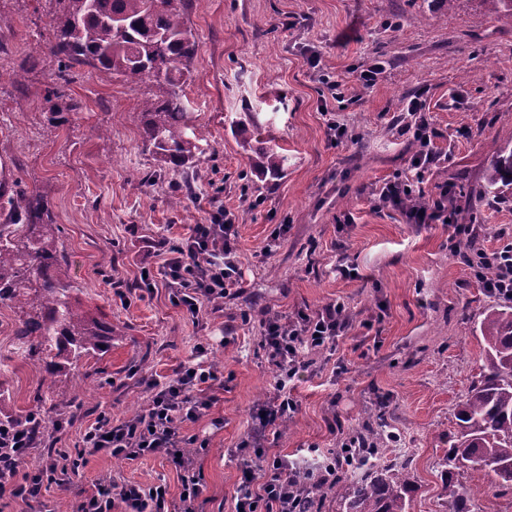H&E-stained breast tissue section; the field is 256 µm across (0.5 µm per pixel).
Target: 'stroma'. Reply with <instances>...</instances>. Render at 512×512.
<instances>
[{
    "mask_svg": "<svg viewBox=\"0 0 512 512\" xmlns=\"http://www.w3.org/2000/svg\"><path fill=\"white\" fill-rule=\"evenodd\" d=\"M58 8L0 0V174L46 193L80 299L111 322L112 348L88 360L86 378L51 383L18 351L17 314L0 305V382L13 411L40 388L80 394L84 408L53 434L54 447L74 449L100 411L121 420L144 404L145 378L169 377L197 343L223 342L217 401L183 430L210 440L196 458L209 512H234L254 458L241 443L270 388L264 322L340 302L353 325L294 380L298 409L269 453L333 451L381 397L412 459L409 512H448L454 485L475 486L471 512H512V488L478 484L467 469L448 478L440 465L457 433L455 405L483 373L479 323L495 302L454 247L453 226L477 225L488 252L512 240V190L478 194L512 143V19L488 15L483 0H192L186 18L199 49L185 94L207 148L188 194L142 148L140 102L152 82L106 80L88 65L60 74L46 48ZM312 46L345 78L341 98L310 69ZM374 58L384 66L374 86L348 80ZM416 96L424 111L405 116ZM70 103L69 122L51 127L49 112ZM329 112L344 138L328 135ZM406 118L434 133L439 160L424 192L448 189L453 225L409 223L375 194L411 173L417 144ZM259 128L286 158L280 178L256 176L242 148L258 145ZM219 207L236 217L241 268L222 310L191 317L160 282L119 298L143 264H161L156 240L188 236ZM274 233L278 245L263 255ZM80 474L87 489L107 475L181 491L179 469L160 457L91 454Z\"/></svg>",
    "mask_w": 512,
    "mask_h": 512,
    "instance_id": "35a3bbf8",
    "label": "stroma"
}]
</instances>
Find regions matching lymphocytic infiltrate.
I'll return each mask as SVG.
<instances>
[{
    "mask_svg": "<svg viewBox=\"0 0 512 512\" xmlns=\"http://www.w3.org/2000/svg\"><path fill=\"white\" fill-rule=\"evenodd\" d=\"M376 193L381 201L404 208L412 223L451 224L457 245H474V225L454 223L444 201L430 208L410 206L415 195L410 179L384 181ZM237 238L238 226L231 214L217 209L209 223L195 225L189 237L168 244L166 258L158 269H146L144 282L149 285L154 279H162L173 301L188 310L206 303L221 304L241 276ZM351 326L346 308L339 302L312 313L276 316L265 322L273 381L266 399L256 407L243 442L244 447L255 451V467L244 473L235 496V512H306L305 488L333 480L336 465L330 457L295 462L267 454L264 444L296 413L298 404L288 384L309 369L310 353L334 346ZM215 352L213 343L197 344L190 359L172 377L148 379L146 403L120 423H113L111 413L99 412L76 452L54 449L38 468L23 474L13 463L9 449L0 448V491L8 490L15 501L40 502L41 512H55L44 504L45 493L52 485L69 484L72 476L78 475L85 453L130 461L154 456L166 458L180 470L182 491L178 497H170L161 482L148 487L106 478L92 491L82 493L76 512H205L209 498L191 452L198 439L185 435L183 425L198 420L214 402L212 389L219 374Z\"/></svg>",
    "mask_w": 512,
    "mask_h": 512,
    "instance_id": "lymphocytic-infiltrate-1",
    "label": "lymphocytic infiltrate"
}]
</instances>
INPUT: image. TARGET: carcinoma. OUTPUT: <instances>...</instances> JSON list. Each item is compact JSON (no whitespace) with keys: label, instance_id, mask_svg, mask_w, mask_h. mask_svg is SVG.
<instances>
[{"label":"carcinoma","instance_id":"carcinoma-1","mask_svg":"<svg viewBox=\"0 0 512 512\" xmlns=\"http://www.w3.org/2000/svg\"><path fill=\"white\" fill-rule=\"evenodd\" d=\"M46 41L50 55L69 64H88L104 79H148L157 91L141 102L143 145L161 168L189 175L200 147L188 117L184 88L198 42L187 25L192 0H61ZM260 176L278 178L284 157L266 147L251 157ZM512 186V148L503 149L486 174L482 193ZM79 285L68 269L59 225L44 196L19 181L0 179V303L17 309L18 349L41 366L51 382L74 376L79 364L112 348V324L82 309ZM487 372L456 404L458 432L442 464L448 474L467 468L480 479L512 487V299L489 307L479 324ZM76 395L48 403L37 391L20 414L0 398V448L9 447L8 430L25 429L37 448L51 450L52 414L81 407ZM370 444L359 456L374 460L397 440L377 405L358 428ZM413 488L409 462L380 468L344 469L336 481L310 500L321 512L323 500L336 499L341 512H408ZM472 488L452 493L451 512H470Z\"/></svg>","mask_w":512,"mask_h":512}]
</instances>
